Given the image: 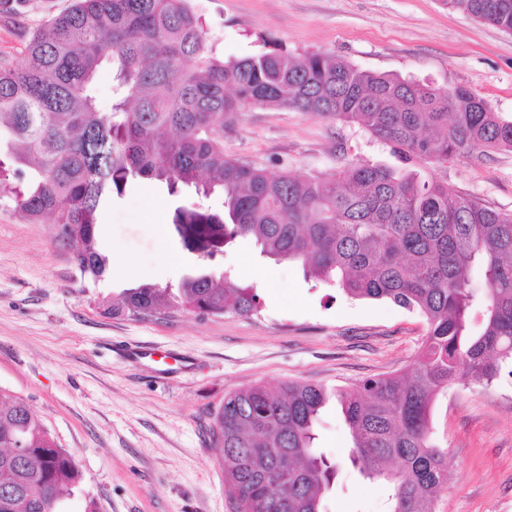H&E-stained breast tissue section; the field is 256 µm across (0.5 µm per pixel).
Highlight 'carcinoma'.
Instances as JSON below:
<instances>
[{
	"label": "carcinoma",
	"mask_w": 512,
	"mask_h": 512,
	"mask_svg": "<svg viewBox=\"0 0 512 512\" xmlns=\"http://www.w3.org/2000/svg\"><path fill=\"white\" fill-rule=\"evenodd\" d=\"M512 34V0H444ZM109 67L111 110L93 94ZM293 109L360 125L407 161L446 164L512 151V118L471 89L362 70L336 55L276 45L239 60L207 50L189 0H72L30 35L20 69L0 66V199L29 222L48 218L76 245L81 274L108 269L100 248L112 194L156 180L202 203L173 223L224 225V244L250 237L260 253L300 263L306 278L354 299L416 310L427 333L409 372L330 391L290 381L224 396L213 445L237 512H322L336 464L315 450L321 411L336 401L351 432L349 460L386 483L388 512H433L447 481L434 444L435 396L459 374L491 384L512 363V212L496 211L415 169L350 163L296 178L224 154V128L245 107ZM254 289L200 272L177 287L126 290L112 314L153 318L174 309L222 316L258 310ZM0 512H64L82 474L22 400L0 403ZM288 481H281L283 474Z\"/></svg>",
	"instance_id": "cac0c4a2"
}]
</instances>
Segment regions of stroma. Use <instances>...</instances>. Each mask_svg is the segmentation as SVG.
Wrapping results in <instances>:
<instances>
[{"instance_id": "1", "label": "stroma", "mask_w": 512, "mask_h": 512, "mask_svg": "<svg viewBox=\"0 0 512 512\" xmlns=\"http://www.w3.org/2000/svg\"><path fill=\"white\" fill-rule=\"evenodd\" d=\"M71 0H26L0 13V65L24 62L30 31ZM207 45L228 61L277 44L327 51L358 68L464 86L512 115V35L452 12L443 0H190ZM225 154L277 175L332 172L351 162L403 167L393 148L353 123L287 109L246 108L224 131ZM421 174L497 211H512V152H477ZM189 196L144 181L103 212L109 270L88 281L54 225L31 224L0 201V393L25 400L83 475L68 512H236L212 447L226 394L290 381L346 388L408 371L421 360L426 322L391 302L352 299L305 280L299 265L261 256L240 238L208 259L184 248L173 224ZM231 272L254 287L257 312L154 319L112 317L124 289L178 285ZM155 348L154 361L122 355ZM448 452L435 512H512V376L490 386L459 377L433 408ZM316 450L338 465L326 512H386L383 482L349 461L351 438L335 406L316 428Z\"/></svg>"}]
</instances>
